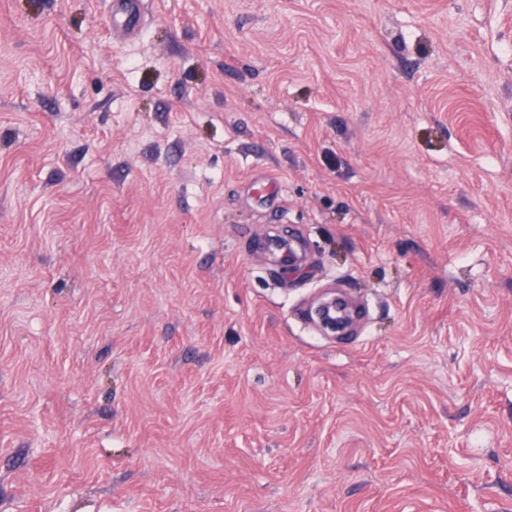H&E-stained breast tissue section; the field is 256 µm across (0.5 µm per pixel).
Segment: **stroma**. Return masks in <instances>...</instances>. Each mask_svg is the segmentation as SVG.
I'll return each mask as SVG.
<instances>
[{
	"mask_svg": "<svg viewBox=\"0 0 512 512\" xmlns=\"http://www.w3.org/2000/svg\"><path fill=\"white\" fill-rule=\"evenodd\" d=\"M146 11L0 0V512H512V0ZM144 0H112L110 23L113 37L135 39L145 23Z\"/></svg>",
	"mask_w": 512,
	"mask_h": 512,
	"instance_id": "35a3bbf8",
	"label": "stroma"
}]
</instances>
